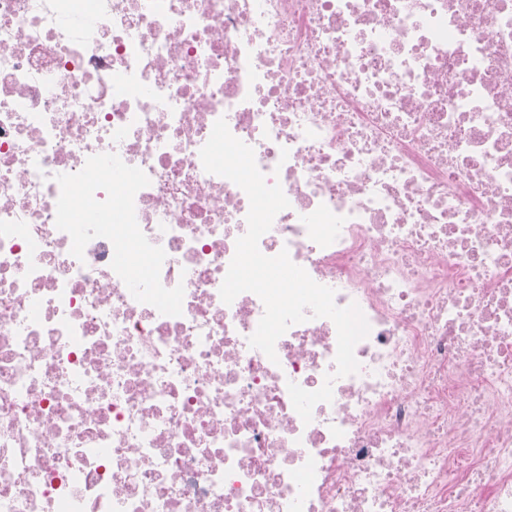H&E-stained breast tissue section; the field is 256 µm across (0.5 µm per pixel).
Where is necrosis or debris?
Listing matches in <instances>:
<instances>
[{
  "instance_id": "4bbe7bcc",
  "label": "necrosis or debris",
  "mask_w": 512,
  "mask_h": 512,
  "mask_svg": "<svg viewBox=\"0 0 512 512\" xmlns=\"http://www.w3.org/2000/svg\"><path fill=\"white\" fill-rule=\"evenodd\" d=\"M221 118L370 324L307 424ZM0 512H512V0H0Z\"/></svg>"
}]
</instances>
